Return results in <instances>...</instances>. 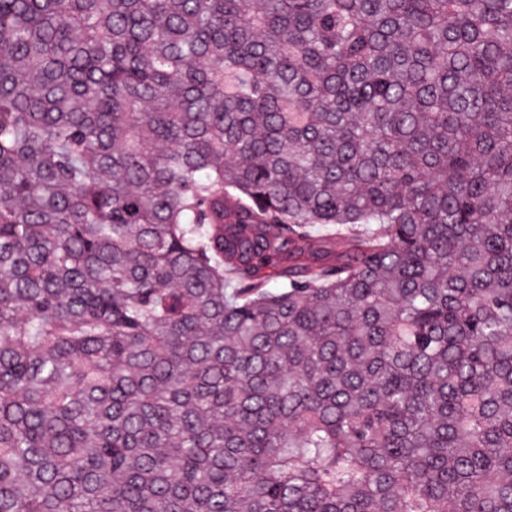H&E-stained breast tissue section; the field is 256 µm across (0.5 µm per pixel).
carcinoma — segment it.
I'll return each instance as SVG.
<instances>
[{"label": "carcinoma", "mask_w": 512, "mask_h": 512, "mask_svg": "<svg viewBox=\"0 0 512 512\" xmlns=\"http://www.w3.org/2000/svg\"><path fill=\"white\" fill-rule=\"evenodd\" d=\"M0 512H512V0H0Z\"/></svg>", "instance_id": "1"}]
</instances>
